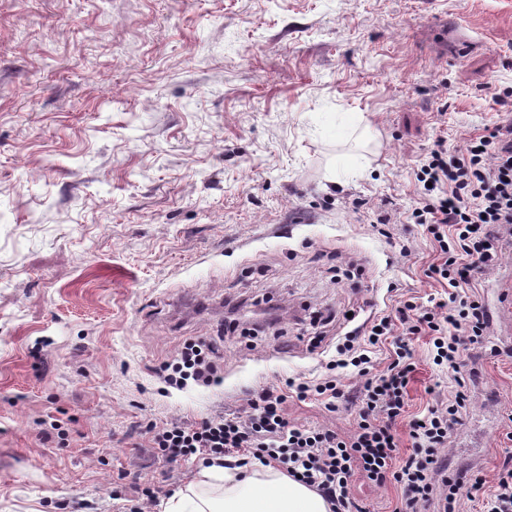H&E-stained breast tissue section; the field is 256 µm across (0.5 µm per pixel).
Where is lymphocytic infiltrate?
<instances>
[{"label": "lymphocytic infiltrate", "mask_w": 512, "mask_h": 512, "mask_svg": "<svg viewBox=\"0 0 512 512\" xmlns=\"http://www.w3.org/2000/svg\"><path fill=\"white\" fill-rule=\"evenodd\" d=\"M420 199L412 210L415 223L426 225L441 253L428 276L448 289V298L423 308L407 301L375 317L370 327L350 331L339 357L330 361L333 376L320 382L287 379L284 387L253 393L243 413L216 414L197 423L173 421L154 432L155 449L170 460L202 459L224 468L251 461L280 467L288 476L315 488L331 512H352L349 483L355 472L381 484L394 479L402 490L398 512H464L462 487L480 490L485 479L471 473L449 477L440 454L471 404L476 369L459 362L460 351L479 346L489 328L486 310L473 292L482 273L498 266L503 245L512 239V124L495 126L486 135L466 139L462 147L436 140L414 171ZM429 339L433 365L448 369V398L409 423L412 451L394 465L397 439L392 422L405 407L415 370L411 339ZM393 338L394 359L378 378H368L370 353ZM355 368L365 376L357 426L349 439L328 429L290 424L284 403L288 393L315 397L335 410L343 395L340 370ZM164 382L219 383L216 352L203 339L186 340L176 357L160 369Z\"/></svg>", "instance_id": "1"}]
</instances>
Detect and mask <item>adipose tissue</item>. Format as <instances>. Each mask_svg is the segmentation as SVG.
I'll return each mask as SVG.
<instances>
[{
  "mask_svg": "<svg viewBox=\"0 0 512 512\" xmlns=\"http://www.w3.org/2000/svg\"><path fill=\"white\" fill-rule=\"evenodd\" d=\"M162 507L163 512H330L316 490L286 474L203 464Z\"/></svg>",
  "mask_w": 512,
  "mask_h": 512,
  "instance_id": "1",
  "label": "adipose tissue"
}]
</instances>
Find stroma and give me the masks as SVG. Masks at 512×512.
Masks as SVG:
<instances>
[{"instance_id":"35a3bbf8","label":"stroma","mask_w":512,"mask_h":512,"mask_svg":"<svg viewBox=\"0 0 512 512\" xmlns=\"http://www.w3.org/2000/svg\"><path fill=\"white\" fill-rule=\"evenodd\" d=\"M509 87L512 0H0V512L183 489L197 460L158 457L149 425L322 377L349 331L444 297L412 171L437 138L512 119ZM387 203L399 223H373ZM478 293L512 321L511 245ZM233 310L249 334L225 335ZM195 336L223 384L162 392L157 368ZM413 360L400 460L448 396L426 337ZM461 361L479 376L445 455L489 493L512 454V335L492 323ZM362 383L333 412L289 396V422L349 437ZM349 497L395 512L401 490L358 473Z\"/></svg>"}]
</instances>
